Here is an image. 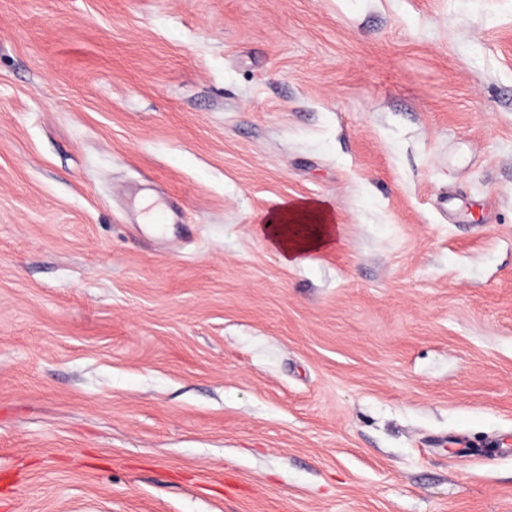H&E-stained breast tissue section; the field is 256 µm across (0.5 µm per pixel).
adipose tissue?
Masks as SVG:
<instances>
[{
  "label": "adipose tissue",
  "mask_w": 512,
  "mask_h": 512,
  "mask_svg": "<svg viewBox=\"0 0 512 512\" xmlns=\"http://www.w3.org/2000/svg\"><path fill=\"white\" fill-rule=\"evenodd\" d=\"M256 233L283 264L303 265L333 245L334 218L326 206L301 198L281 203L265 223L257 225Z\"/></svg>",
  "instance_id": "1"
}]
</instances>
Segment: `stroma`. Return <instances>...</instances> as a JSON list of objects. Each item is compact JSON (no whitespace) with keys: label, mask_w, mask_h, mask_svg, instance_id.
Here are the masks:
<instances>
[{"label":"stroma","mask_w":512,"mask_h":512,"mask_svg":"<svg viewBox=\"0 0 512 512\" xmlns=\"http://www.w3.org/2000/svg\"><path fill=\"white\" fill-rule=\"evenodd\" d=\"M0 512H512V0H0ZM291 219L300 224L291 233L281 222ZM334 218L324 205L299 198L281 202L265 224H258L256 234L264 239L287 266L304 265L312 256L335 242Z\"/></svg>","instance_id":"obj_1"}]
</instances>
